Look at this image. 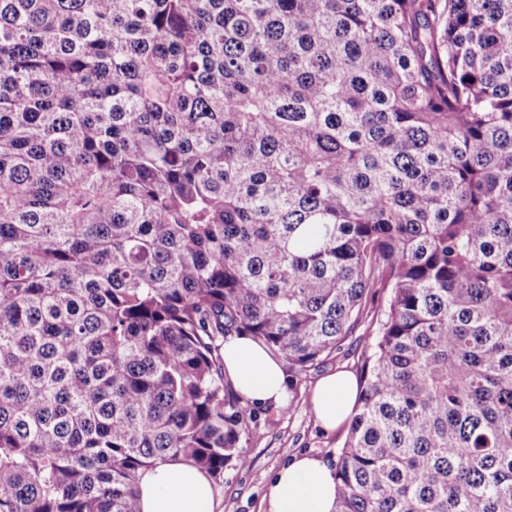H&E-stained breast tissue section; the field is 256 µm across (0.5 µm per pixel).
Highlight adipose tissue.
Here are the masks:
<instances>
[{"instance_id":"obj_1","label":"adipose tissue","mask_w":512,"mask_h":512,"mask_svg":"<svg viewBox=\"0 0 512 512\" xmlns=\"http://www.w3.org/2000/svg\"><path fill=\"white\" fill-rule=\"evenodd\" d=\"M224 371L247 401L277 407L288 397V375L281 360L247 336L230 337L222 351ZM358 395L356 378L348 372L323 377L312 395L321 425L333 430L352 414ZM139 512H216L211 477L182 458L141 470ZM268 512H335L333 470L312 456L295 457L282 467L267 492Z\"/></svg>"}]
</instances>
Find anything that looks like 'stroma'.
Returning a JSON list of instances; mask_svg holds the SVG:
<instances>
[{
	"label": "stroma",
	"instance_id": "obj_1",
	"mask_svg": "<svg viewBox=\"0 0 512 512\" xmlns=\"http://www.w3.org/2000/svg\"><path fill=\"white\" fill-rule=\"evenodd\" d=\"M386 297L383 291L369 295L360 324L339 353L298 379L291 406L257 408L259 427L242 443L241 453L248 458V466L226 468L223 477L214 482L219 500L217 512H266V489L275 473L293 456L310 455L325 460L341 448L348 427L324 431L312 408V393L327 373L345 370L360 375L372 353L376 327L373 316Z\"/></svg>",
	"mask_w": 512,
	"mask_h": 512
}]
</instances>
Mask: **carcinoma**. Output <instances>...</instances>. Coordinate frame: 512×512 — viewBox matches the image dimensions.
Here are the masks:
<instances>
[{
  "label": "carcinoma",
  "mask_w": 512,
  "mask_h": 512,
  "mask_svg": "<svg viewBox=\"0 0 512 512\" xmlns=\"http://www.w3.org/2000/svg\"><path fill=\"white\" fill-rule=\"evenodd\" d=\"M335 512H512V0H0V512L244 467L369 290Z\"/></svg>",
  "instance_id": "carcinoma-1"
}]
</instances>
